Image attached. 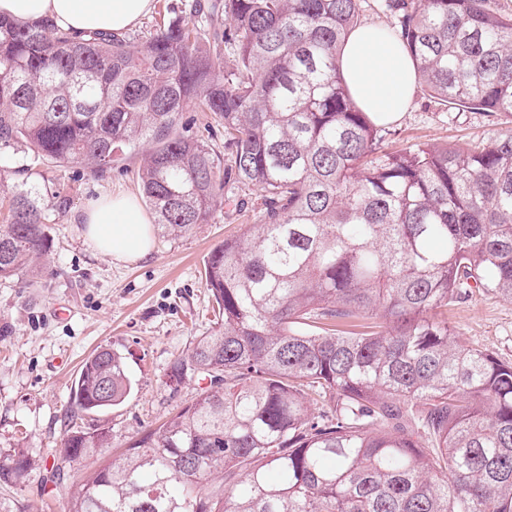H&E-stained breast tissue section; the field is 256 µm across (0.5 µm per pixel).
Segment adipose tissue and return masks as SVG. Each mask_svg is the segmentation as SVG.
Here are the masks:
<instances>
[{
  "mask_svg": "<svg viewBox=\"0 0 512 512\" xmlns=\"http://www.w3.org/2000/svg\"><path fill=\"white\" fill-rule=\"evenodd\" d=\"M154 9V0H0V15L51 20L73 32H121ZM342 75L358 105L378 124L407 112L416 89L413 64L401 42L378 24L354 29L342 49ZM83 235L104 255L136 262L153 250L149 218L132 195L100 198L84 213Z\"/></svg>",
  "mask_w": 512,
  "mask_h": 512,
  "instance_id": "1",
  "label": "adipose tissue"
}]
</instances>
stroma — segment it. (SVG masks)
Here are the masks:
<instances>
[{"label":"stroma","mask_w":512,"mask_h":512,"mask_svg":"<svg viewBox=\"0 0 512 512\" xmlns=\"http://www.w3.org/2000/svg\"><path fill=\"white\" fill-rule=\"evenodd\" d=\"M512 131V112H462L416 88L408 112L387 126L383 148L486 143ZM0 163V198L21 170L54 195L47 222L50 249L43 273L0 281V455L25 448L52 458L66 429L72 388L86 359L107 348L121 354L133 381L122 403L80 414L78 426L103 428L108 447L85 455L53 479L31 472L0 496L20 512H63L68 497L103 461L119 458L144 431L169 421L195 396L197 380L166 386L171 364L187 356L214 325L215 302L204 285V263L225 237L261 215V192L238 185L208 223L177 237H155L145 260L114 261L85 240V209L100 197L139 194L141 158L127 156L106 172L34 159L17 144ZM459 340L512 362V298L474 289L448 307Z\"/></svg>","instance_id":"35a3bbf8"}]
</instances>
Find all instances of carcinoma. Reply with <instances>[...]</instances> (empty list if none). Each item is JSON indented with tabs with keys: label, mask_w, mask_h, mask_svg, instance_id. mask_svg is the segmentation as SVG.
<instances>
[{
	"label": "carcinoma",
	"mask_w": 512,
	"mask_h": 512,
	"mask_svg": "<svg viewBox=\"0 0 512 512\" xmlns=\"http://www.w3.org/2000/svg\"><path fill=\"white\" fill-rule=\"evenodd\" d=\"M362 2L191 0L203 29L172 20L144 41L0 16V150L102 173L148 143L140 179L164 236L208 223L226 188L262 191L260 223L205 262L221 321L171 367V384L192 371L209 385L64 512H512V363L448 323L472 288L512 297V133L385 151L339 63ZM385 7L430 97L512 112V14ZM194 101L223 125L226 161L179 128ZM49 210L39 183L12 186L1 281L39 273ZM132 389L123 357L99 350L70 418ZM109 440L70 426L51 472ZM39 465L15 449L0 483Z\"/></svg>",
	"instance_id": "obj_1"
}]
</instances>
